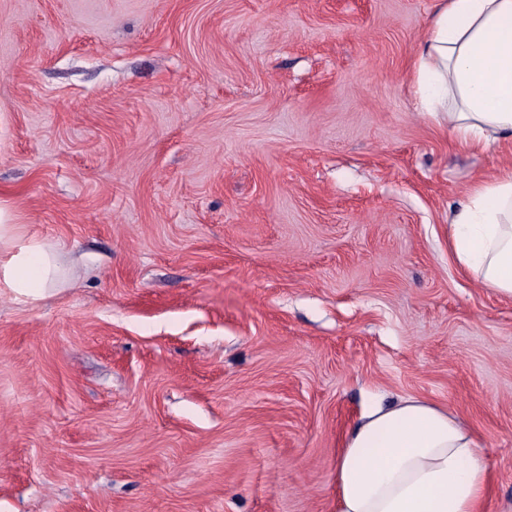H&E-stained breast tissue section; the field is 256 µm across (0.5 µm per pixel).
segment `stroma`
Segmentation results:
<instances>
[{"label": "stroma", "mask_w": 512, "mask_h": 512, "mask_svg": "<svg viewBox=\"0 0 512 512\" xmlns=\"http://www.w3.org/2000/svg\"><path fill=\"white\" fill-rule=\"evenodd\" d=\"M438 0H0V512H333L370 401L438 402L512 512V298L448 219L512 166L419 112ZM4 283L18 297L42 299L56 284L57 249L32 238L19 236V225L12 224L9 210L0 205V271Z\"/></svg>", "instance_id": "1"}]
</instances>
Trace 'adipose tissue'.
I'll use <instances>...</instances> for the list:
<instances>
[{
	"label": "adipose tissue",
	"instance_id": "1",
	"mask_svg": "<svg viewBox=\"0 0 512 512\" xmlns=\"http://www.w3.org/2000/svg\"><path fill=\"white\" fill-rule=\"evenodd\" d=\"M419 111L464 147L512 139V0H439L413 62ZM449 245L482 287L512 298V171L474 184ZM57 249L19 236L0 205V280L24 299L57 280ZM334 512H485L491 473L447 407L408 397L367 409L336 460Z\"/></svg>",
	"mask_w": 512,
	"mask_h": 512
}]
</instances>
